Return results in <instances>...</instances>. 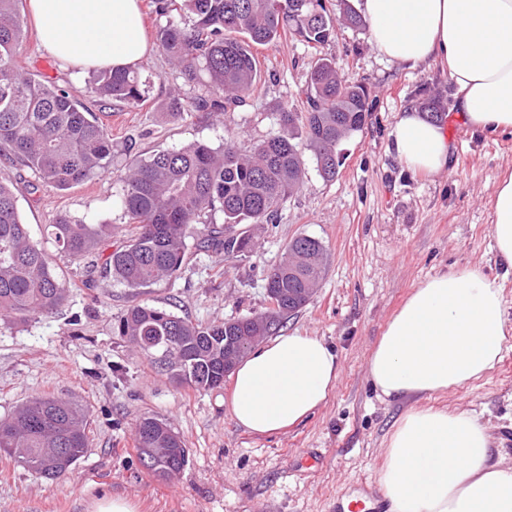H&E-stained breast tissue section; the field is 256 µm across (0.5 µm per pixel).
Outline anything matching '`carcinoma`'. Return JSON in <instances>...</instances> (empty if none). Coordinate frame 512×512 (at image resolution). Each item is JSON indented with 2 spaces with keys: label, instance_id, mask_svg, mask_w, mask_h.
<instances>
[{
  "label": "carcinoma",
  "instance_id": "cac0c4a2",
  "mask_svg": "<svg viewBox=\"0 0 512 512\" xmlns=\"http://www.w3.org/2000/svg\"><path fill=\"white\" fill-rule=\"evenodd\" d=\"M163 12L186 10L195 16L190 27L170 23L157 40L171 63L188 79L204 72L213 94L191 99L197 112H227L246 101L259 77L253 46L269 43L291 30L316 48L336 32V19L323 0H156ZM22 0H0V157L20 160L46 185L68 189L105 172L112 161V140L91 112L67 90L37 80L16 65L25 29ZM92 90L102 100L137 103L142 98L138 73L129 69L95 71ZM368 93L349 84L336 63L317 58L305 90L304 111L279 112V130L241 153L233 138L215 149L192 143L161 149L136 162L125 173L122 205L130 226L123 242L107 252L112 225L86 224L66 218L46 227L58 254L81 262L95 254L103 261L104 278L128 288H151L170 281L181 268L187 239L224 258L252 251L249 234L231 237L225 227L263 224L300 189L305 159L299 139L313 154L319 175L336 178V147L364 128ZM224 215V226H206L204 217ZM323 244L302 235L288 243L280 264L266 277L265 290L284 295V315L271 327L254 328L256 336L272 335L290 315L305 306L306 289L322 280ZM62 269L30 234L21 218L12 185L0 180V319L25 323L56 310L68 297ZM119 336L151 343L148 358L168 353L166 371L173 382L196 389L224 384V323H194L170 311L136 304L117 325ZM83 409L71 402L38 396L13 415L0 419V450L30 471L55 479L84 454L89 439ZM138 455L145 448H164L148 470L169 477L188 463L182 437L156 417H143L135 427ZM45 448L65 449L66 461L45 456Z\"/></svg>",
  "mask_w": 512,
  "mask_h": 512
}]
</instances>
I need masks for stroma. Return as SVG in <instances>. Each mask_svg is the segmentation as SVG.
Returning a JSON list of instances; mask_svg holds the SVG:
<instances>
[{"label":"stroma","instance_id":"35a3bbf8","mask_svg":"<svg viewBox=\"0 0 512 512\" xmlns=\"http://www.w3.org/2000/svg\"><path fill=\"white\" fill-rule=\"evenodd\" d=\"M325 4L337 20L332 40L315 50L288 31L255 47L261 73L254 92L221 116L175 115L169 107L171 98L187 101L207 91L204 79L187 80L154 44L160 27L191 24V15H162L152 0H141L151 48L137 65L143 98L134 105L95 97L89 73L61 67L27 24L19 66L67 89L112 140L109 172L66 190L30 191L32 171L0 159V179L13 185L38 240L46 225L66 216L112 225V241L120 243L126 218L117 172L158 149L193 142L218 148L229 136L250 152L277 131L282 107L301 110L316 54L334 58L347 82L364 84L371 114L361 132L339 143L336 179L323 180L307 161L301 189L274 219L248 225L253 253L227 261L199 249L192 237L176 275L139 290L90 278L86 265L58 258L69 277L64 304L23 324H0V418L38 395L65 399L88 411L89 446L53 480L0 451V512H95L116 497L133 502L136 512H337L342 499L379 494L386 441L408 404L379 396L368 363L413 288L435 275L478 268L500 285L512 328V268L498 258L491 235L496 188L512 175V131L473 130L456 111L457 88L440 65L389 60L369 30L348 27L343 12L358 0ZM435 99L452 146L450 164L416 173L396 158L390 133L400 112L412 107L427 114ZM301 235L322 241L327 267L317 293L282 332L333 345L339 376L327 403L300 424L267 435L247 432L230 414V386L176 385L115 335V323L135 304L201 324L265 311V279ZM418 403L472 412L488 429L493 457L512 461V347L481 379ZM145 416L163 419L183 438L189 461L180 473L162 479L140 463L134 433Z\"/></svg>","mask_w":512,"mask_h":512}]
</instances>
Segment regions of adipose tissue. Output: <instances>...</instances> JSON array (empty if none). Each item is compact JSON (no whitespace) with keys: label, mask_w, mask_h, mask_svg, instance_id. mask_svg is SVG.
Instances as JSON below:
<instances>
[{"label":"adipose tissue","mask_w":512,"mask_h":512,"mask_svg":"<svg viewBox=\"0 0 512 512\" xmlns=\"http://www.w3.org/2000/svg\"><path fill=\"white\" fill-rule=\"evenodd\" d=\"M45 51L81 70L130 68L149 51L140 0H30ZM380 54L447 68L460 117L512 131V0H363ZM398 161L444 169L451 144L441 127L409 109L390 133ZM491 226L512 264V177L494 195ZM503 296L477 268L421 282L387 323L369 359L383 397L400 401L460 388L493 369L508 341ZM334 348L317 336L282 335L236 365L230 410L256 434L295 426L336 386ZM485 426L465 410L411 406L390 434L379 488L390 512H512V465L491 462Z\"/></svg>","instance_id":"adipose-tissue-1"}]
</instances>
